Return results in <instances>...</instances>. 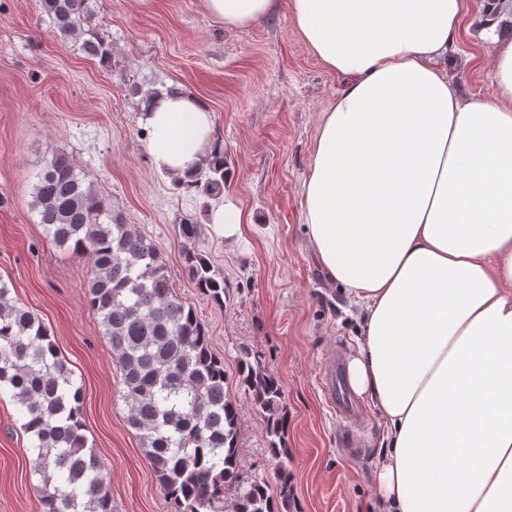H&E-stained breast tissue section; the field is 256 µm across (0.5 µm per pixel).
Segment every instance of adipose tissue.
<instances>
[{"mask_svg": "<svg viewBox=\"0 0 512 512\" xmlns=\"http://www.w3.org/2000/svg\"><path fill=\"white\" fill-rule=\"evenodd\" d=\"M289 5L347 82L305 181L314 258L359 305L348 363L387 427L381 512H512V37L490 97L448 77L467 0H201L229 28ZM141 121L155 167L191 186L213 112L172 88Z\"/></svg>", "mask_w": 512, "mask_h": 512, "instance_id": "1", "label": "adipose tissue"}]
</instances>
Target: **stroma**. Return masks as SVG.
Listing matches in <instances>:
<instances>
[{"instance_id":"obj_1","label":"stroma","mask_w":512,"mask_h":512,"mask_svg":"<svg viewBox=\"0 0 512 512\" xmlns=\"http://www.w3.org/2000/svg\"><path fill=\"white\" fill-rule=\"evenodd\" d=\"M484 0H467L469 35L448 59L462 94L491 90L488 44L479 37ZM107 61L48 31L39 0H0V280L48 328L81 390L84 436L101 465L114 512H170L127 423L124 385L99 315L87 298L89 256L50 244L32 207L35 175L66 153L125 223L159 247L176 297L193 307L224 359L227 397L239 408L241 479L278 496L291 476L290 512H367L385 428L367 413L365 452L337 450L345 429L321 377L326 353L352 355L359 325L343 287L316 264L304 224V181L323 112L345 83L302 40L289 9L238 29L206 15L200 0H90ZM206 99L224 150V192L186 193L159 173L140 122L149 93L169 86ZM246 219L241 240L208 225L215 203ZM202 226L194 248L224 273L223 306L208 303L182 262V223ZM254 352L280 383L288 453L276 456L266 422L237 375ZM30 436L9 392L0 393V512H40Z\"/></svg>"}]
</instances>
